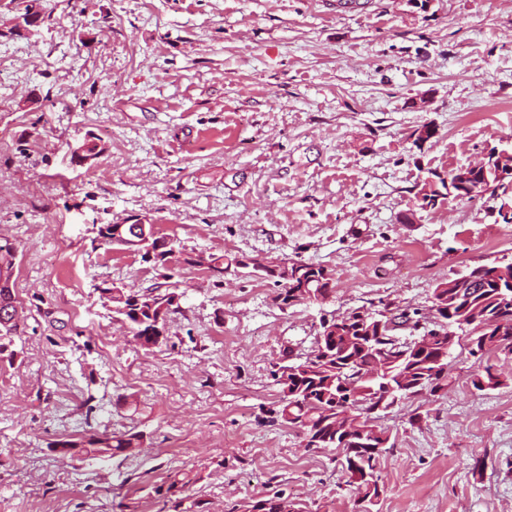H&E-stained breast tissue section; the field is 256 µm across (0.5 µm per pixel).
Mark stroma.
Returning a JSON list of instances; mask_svg holds the SVG:
<instances>
[{
	"mask_svg": "<svg viewBox=\"0 0 512 512\" xmlns=\"http://www.w3.org/2000/svg\"><path fill=\"white\" fill-rule=\"evenodd\" d=\"M44 0L39 33L0 38V237L18 240L24 317L0 356V512H242L284 492L355 512L338 450H308L268 411L272 373L315 346L321 316L428 317L436 284L512 256L482 200L421 208L429 172L512 150V0ZM433 127L415 144L413 133ZM104 151L77 162L87 135ZM153 224L185 256L326 266L321 302L280 308L252 269L215 277L95 242ZM181 293L140 348L101 288ZM500 388L454 347L448 386L375 421L373 512H512V360ZM142 433L136 455L55 443ZM195 484L158 496L177 470Z\"/></svg>",
	"mask_w": 512,
	"mask_h": 512,
	"instance_id": "stroma-1",
	"label": "stroma"
}]
</instances>
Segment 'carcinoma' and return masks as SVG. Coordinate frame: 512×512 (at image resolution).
<instances>
[{"mask_svg":"<svg viewBox=\"0 0 512 512\" xmlns=\"http://www.w3.org/2000/svg\"><path fill=\"white\" fill-rule=\"evenodd\" d=\"M497 148L487 150L486 169L477 172L465 186L456 184L463 169H457L443 176L437 172L426 179L420 190L421 207L433 208L441 199L448 198L450 191L456 195H467L469 199L478 198L486 193L485 201L501 200L497 214L505 224H512V203L504 196L512 194V174L499 175L496 157ZM18 253V245L7 237H0V280L12 281L13 269ZM185 262L192 265H207V269L224 273V257L201 256L187 257ZM281 265L258 266L264 277L278 288L276 300L280 305L290 307L297 304L295 292L306 287L327 298L333 291V274L319 264L301 259L288 260L291 277L284 278ZM466 275L473 278L481 293L471 299L458 296V277H451L443 284L448 293V306L437 309L432 325L413 322L412 330L422 331L431 336L429 351L417 356L415 360L403 359L405 341L393 334L401 318L409 322V315L400 313L395 316H383L381 332H373L375 345L364 347L358 339L356 327L359 321L369 317V311H351L344 318H322L319 334L323 338V349L309 359L281 366L273 373L276 385L280 387L278 408L270 410L272 418L296 428L303 436L306 448H334L336 441L329 430V418L336 410V400L344 399L343 385L353 382L357 387L368 391V403L357 408L356 414L364 417L371 415L384 399L382 385L391 382L400 385L399 378L407 377L406 392L427 391L436 393L448 385L445 364L436 365L430 359L441 355L448 356L451 349L459 343L460 337L452 327L468 329L469 354L479 360L492 354L512 359V340L505 342L498 335V328L492 323L499 320L512 324V288H500L498 283L504 279L512 280V259L501 260L493 264L470 267ZM112 292L111 308L116 316L129 322L130 333L138 345L149 350L157 344L149 332L156 328H165V322L174 313L171 309V291L159 286L136 289L114 287L103 292ZM503 383L501 372L487 365L483 372L472 380L478 391L494 390ZM143 435L136 432L101 435L96 441L87 443L82 454L87 458L99 456V449L110 448L112 453L133 452L142 447ZM387 446L376 449L359 443H349L340 448L344 457L343 465L358 494L356 512H367L366 506L372 505L385 493V486L377 471L379 458L386 453ZM197 478L190 472H177L169 477L167 488L157 487L156 493H174L194 482ZM252 512H299L295 504L284 494L256 497L251 503Z\"/></svg>","mask_w":512,"mask_h":512,"instance_id":"cac0c4a2","label":"carcinoma"}]
</instances>
